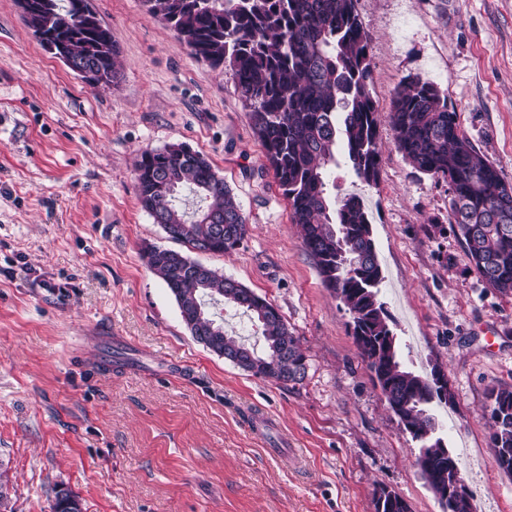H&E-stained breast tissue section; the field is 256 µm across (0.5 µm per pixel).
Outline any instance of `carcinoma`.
I'll return each instance as SVG.
<instances>
[{
  "instance_id": "obj_1",
  "label": "carcinoma",
  "mask_w": 512,
  "mask_h": 512,
  "mask_svg": "<svg viewBox=\"0 0 512 512\" xmlns=\"http://www.w3.org/2000/svg\"><path fill=\"white\" fill-rule=\"evenodd\" d=\"M25 19L47 42L81 63V79L110 86L120 76L119 52L93 19L82 18L85 0H38ZM357 0H153L152 15L166 20L192 55L224 68L249 109L251 126L268 168L282 189L323 285L353 315L352 336L388 408L418 443L415 464L428 488H448L458 469L442 451L433 404L443 401L428 376L412 370L390 315L379 297L384 279L371 221L360 197L330 181L341 150L355 178L379 177V113L371 96L369 40ZM388 123L396 147L412 167L448 181L450 207L466 253L480 279L512 292V195L498 199L500 171L460 131L448 96L417 76L397 89ZM141 207L167 225L170 239L212 254L236 250L248 232L241 205L204 156L167 149L143 151L135 166ZM188 190L214 221L203 224L181 205ZM186 253L155 247L144 255L196 328L194 340L220 356L242 355L238 367L275 383L297 384L307 357L279 310L232 277L201 285L186 269ZM222 301L246 313L261 330L262 352L224 329L207 309ZM485 417L498 467L512 475V388H493ZM399 494L376 499L375 512H407Z\"/></svg>"
}]
</instances>
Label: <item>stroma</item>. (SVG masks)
Wrapping results in <instances>:
<instances>
[{
  "mask_svg": "<svg viewBox=\"0 0 512 512\" xmlns=\"http://www.w3.org/2000/svg\"><path fill=\"white\" fill-rule=\"evenodd\" d=\"M119 48L115 86L85 83L0 0V471L14 512H375L374 492L442 512L290 220L229 73L194 57L142 0H93ZM370 91L387 117L419 76L512 183V0H358ZM204 154L249 225L228 255L196 259L275 305L307 361L302 383L244 372L195 342L143 257L178 249L142 209L145 150ZM363 196L384 276L380 298L409 364L440 366L437 407L476 512H512L484 416L512 387V292L470 263L443 179L415 172L388 124Z\"/></svg>",
  "mask_w": 512,
  "mask_h": 512,
  "instance_id": "stroma-1",
  "label": "stroma"
}]
</instances>
